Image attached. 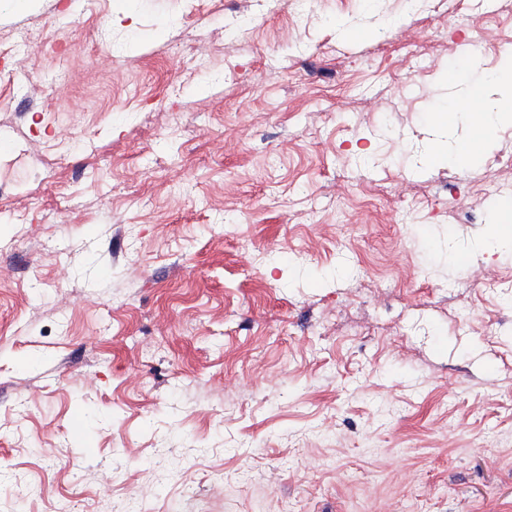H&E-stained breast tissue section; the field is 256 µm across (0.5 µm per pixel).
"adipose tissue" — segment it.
I'll return each mask as SVG.
<instances>
[{
    "mask_svg": "<svg viewBox=\"0 0 512 512\" xmlns=\"http://www.w3.org/2000/svg\"><path fill=\"white\" fill-rule=\"evenodd\" d=\"M478 108L476 122L484 136H492L498 127L512 123V65L502 64L498 72L471 84L452 100L449 111L435 116L436 125L450 128L457 113Z\"/></svg>",
    "mask_w": 512,
    "mask_h": 512,
    "instance_id": "adipose-tissue-1",
    "label": "adipose tissue"
}]
</instances>
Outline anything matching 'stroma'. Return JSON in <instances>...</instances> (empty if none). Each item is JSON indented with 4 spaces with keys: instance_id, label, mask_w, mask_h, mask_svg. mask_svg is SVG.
I'll return each mask as SVG.
<instances>
[{
    "instance_id": "1",
    "label": "stroma",
    "mask_w": 512,
    "mask_h": 512,
    "mask_svg": "<svg viewBox=\"0 0 512 512\" xmlns=\"http://www.w3.org/2000/svg\"><path fill=\"white\" fill-rule=\"evenodd\" d=\"M417 6L0 0V512H512V0ZM476 106L480 112H471L467 108ZM458 112H469L474 117L485 137L492 136L498 127L512 123V71L505 61L498 72L490 77L473 83L457 97L452 98V108L440 112L434 122L440 127L451 129L456 123ZM476 143L468 136L458 137L452 142L436 141L430 144L425 153V160L429 163H439L453 156L457 161L463 162L475 153Z\"/></svg>"
}]
</instances>
